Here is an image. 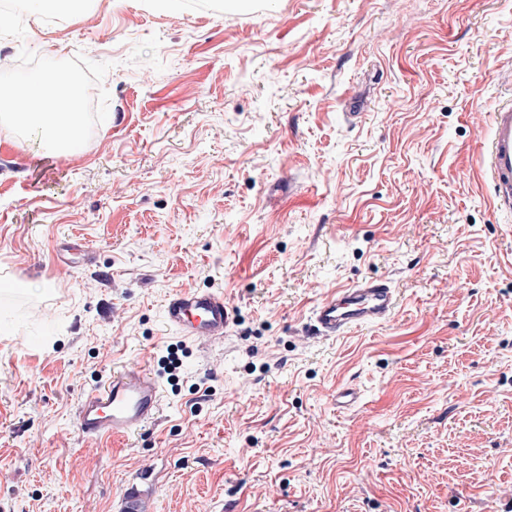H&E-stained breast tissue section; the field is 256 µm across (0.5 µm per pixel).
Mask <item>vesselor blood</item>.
<instances>
[{"label":"vessel or blood","mask_w":512,"mask_h":512,"mask_svg":"<svg viewBox=\"0 0 512 512\" xmlns=\"http://www.w3.org/2000/svg\"><path fill=\"white\" fill-rule=\"evenodd\" d=\"M493 203L502 214L512 213V99L492 114L482 146ZM396 295L384 279L369 278L331 291L315 306L313 335L335 338L362 326L389 322ZM166 326L185 337L220 338L234 322V309L222 291L175 289L163 306ZM161 385L143 368L125 367L88 391L77 407L82 435L119 439L135 434L158 416Z\"/></svg>","instance_id":"b4317fda"}]
</instances>
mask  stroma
I'll return each mask as SVG.
<instances>
[{"instance_id": "1", "label": "stroma", "mask_w": 512, "mask_h": 512, "mask_svg": "<svg viewBox=\"0 0 512 512\" xmlns=\"http://www.w3.org/2000/svg\"><path fill=\"white\" fill-rule=\"evenodd\" d=\"M202 2L0 26L89 103L72 155L0 122V280L34 287L0 292V512H512V222L478 161L512 0ZM379 277L389 323L309 333ZM175 288L223 291L225 336L168 331ZM121 366L159 418L82 436Z\"/></svg>"}]
</instances>
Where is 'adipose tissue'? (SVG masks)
<instances>
[{"label": "adipose tissue", "mask_w": 512, "mask_h": 512, "mask_svg": "<svg viewBox=\"0 0 512 512\" xmlns=\"http://www.w3.org/2000/svg\"><path fill=\"white\" fill-rule=\"evenodd\" d=\"M58 75L47 71L30 73L4 98L0 112L13 124L39 130L53 152L72 154L80 150L84 129L78 109L59 111L50 99Z\"/></svg>", "instance_id": "1"}]
</instances>
